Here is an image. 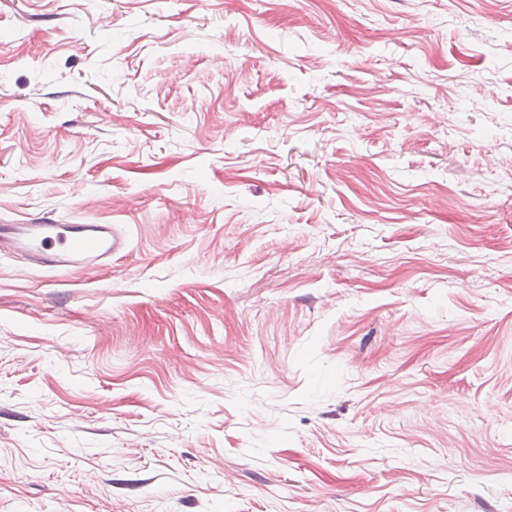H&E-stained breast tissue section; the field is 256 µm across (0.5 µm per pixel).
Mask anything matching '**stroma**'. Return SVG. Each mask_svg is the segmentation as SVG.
Instances as JSON below:
<instances>
[{
    "label": "stroma",
    "instance_id": "35a3bbf8",
    "mask_svg": "<svg viewBox=\"0 0 512 512\" xmlns=\"http://www.w3.org/2000/svg\"><path fill=\"white\" fill-rule=\"evenodd\" d=\"M0 512H512V0H0ZM128 243L112 224H0V254L21 252L39 266L95 268Z\"/></svg>",
    "mask_w": 512,
    "mask_h": 512
}]
</instances>
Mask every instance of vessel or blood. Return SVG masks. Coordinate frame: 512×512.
Listing matches in <instances>:
<instances>
[{
  "label": "vessel or blood",
  "instance_id": "b4317fda",
  "mask_svg": "<svg viewBox=\"0 0 512 512\" xmlns=\"http://www.w3.org/2000/svg\"><path fill=\"white\" fill-rule=\"evenodd\" d=\"M126 247L109 224H0V254L21 252L40 266L95 268Z\"/></svg>",
  "mask_w": 512,
  "mask_h": 512
}]
</instances>
